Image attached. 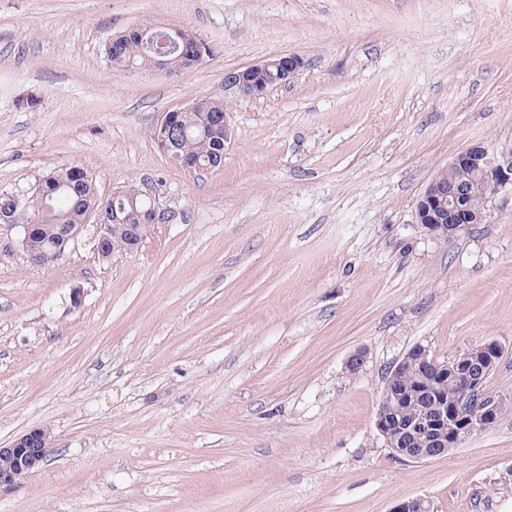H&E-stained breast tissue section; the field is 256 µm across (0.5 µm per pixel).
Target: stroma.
I'll return each mask as SVG.
<instances>
[{
  "label": "stroma",
  "instance_id": "1",
  "mask_svg": "<svg viewBox=\"0 0 512 512\" xmlns=\"http://www.w3.org/2000/svg\"><path fill=\"white\" fill-rule=\"evenodd\" d=\"M144 22L211 57L113 69L105 42ZM281 53L303 60L287 84L227 99L223 166L157 148L164 113ZM480 142L512 146V0H0V190L78 166L165 213L108 261L94 226L35 265L0 225V445L53 440L0 512H512V410L430 461L375 428L418 344L445 360L496 341L488 387L512 396V194L445 240L415 222Z\"/></svg>",
  "mask_w": 512,
  "mask_h": 512
}]
</instances>
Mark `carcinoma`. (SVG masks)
Returning <instances> with one entry per match:
<instances>
[{"instance_id": "obj_1", "label": "carcinoma", "mask_w": 512, "mask_h": 512, "mask_svg": "<svg viewBox=\"0 0 512 512\" xmlns=\"http://www.w3.org/2000/svg\"><path fill=\"white\" fill-rule=\"evenodd\" d=\"M157 29L152 24H141L134 31H125L115 35L114 41L106 42L104 54L112 67L119 69L132 66L148 67L153 64V54L149 39ZM224 107V102L211 98L199 99L194 110L183 113V132L179 141L178 152L190 157L195 168L208 169L216 167L215 156L224 149L221 134L205 124L203 113L217 112ZM36 189L41 191L46 207L37 211L24 204L16 205L10 201L15 196H32L19 190H0V224L32 225V247L43 253L41 264L45 265L55 259L57 242L55 229L58 224H77L88 210L106 211L107 222H112V210L118 211V226L113 240V249L120 252L128 241L129 227H138L152 223L148 213L150 200L139 194L122 203L112 202L108 198L98 197L93 178L81 167L71 166L44 176ZM403 382L410 391V399L405 404L408 414L417 412L420 386L430 383L420 378L415 369L404 372Z\"/></svg>"}]
</instances>
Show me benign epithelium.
<instances>
[{
  "mask_svg": "<svg viewBox=\"0 0 512 512\" xmlns=\"http://www.w3.org/2000/svg\"><path fill=\"white\" fill-rule=\"evenodd\" d=\"M295 54H280L259 63L228 70L224 73V91L232 98L258 99L268 88L256 81L255 75L269 68L276 69L279 84H287L302 66ZM229 109L209 114V123L224 131V141L231 139ZM454 169L473 170L479 178L471 182H448L436 176L416 201V223L434 239L452 237L461 229L485 220L488 202L505 190H512V148L496 149L478 143L459 153L449 163ZM95 249L101 257L109 255L112 246L111 225L93 217ZM84 225H61L64 250L75 242ZM479 355L442 361L416 345L386 373L381 391L375 428L399 460L423 461L443 458L461 447L471 436L482 432L486 423L498 419L505 398L488 390L487 380L502 356L501 347L494 341L479 345ZM416 364L426 373H435L453 385V401L442 399L431 408H420L411 416L402 413L405 392L396 384L399 374L408 365ZM51 433L44 428H32L17 436L9 446H0V490L18 487L46 461L51 450ZM392 512H429L422 498L399 502Z\"/></svg>",
  "mask_w": 512,
  "mask_h": 512,
  "instance_id": "benign-epithelium-1",
  "label": "benign epithelium"
}]
</instances>
